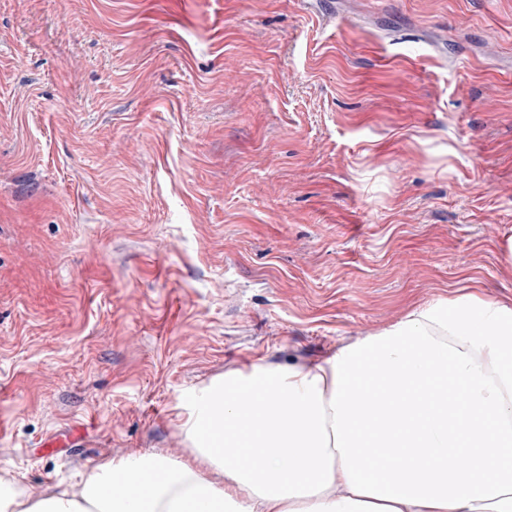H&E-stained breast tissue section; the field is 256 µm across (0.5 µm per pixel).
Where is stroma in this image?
Returning a JSON list of instances; mask_svg holds the SVG:
<instances>
[{"mask_svg": "<svg viewBox=\"0 0 512 512\" xmlns=\"http://www.w3.org/2000/svg\"><path fill=\"white\" fill-rule=\"evenodd\" d=\"M507 234L512 0H0V478L184 457L224 371L512 300Z\"/></svg>", "mask_w": 512, "mask_h": 512, "instance_id": "obj_1", "label": "stroma"}]
</instances>
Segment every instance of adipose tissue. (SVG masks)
I'll list each match as a JSON object with an SVG mask.
<instances>
[{
    "label": "adipose tissue",
    "mask_w": 512,
    "mask_h": 512,
    "mask_svg": "<svg viewBox=\"0 0 512 512\" xmlns=\"http://www.w3.org/2000/svg\"><path fill=\"white\" fill-rule=\"evenodd\" d=\"M178 407L185 459L132 453L38 498L0 478V512H512V301L443 298L319 359L227 371ZM236 422L283 456L243 465ZM363 427L394 450L382 468Z\"/></svg>",
    "instance_id": "ef3b65f1"
}]
</instances>
